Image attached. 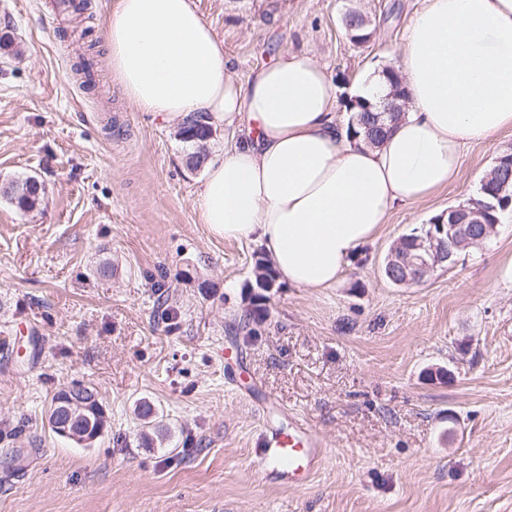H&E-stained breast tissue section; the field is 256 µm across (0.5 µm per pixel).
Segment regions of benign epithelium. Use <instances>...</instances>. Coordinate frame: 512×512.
I'll list each match as a JSON object with an SVG mask.
<instances>
[{"mask_svg": "<svg viewBox=\"0 0 512 512\" xmlns=\"http://www.w3.org/2000/svg\"><path fill=\"white\" fill-rule=\"evenodd\" d=\"M481 193L485 200L479 208L483 214L490 215L497 208H507V200L502 192L482 181ZM475 221L469 219V210L453 207L425 225L423 236L419 237L410 248L393 253L386 259V269L395 268L398 273L390 275L396 285L418 284L429 276L438 266L451 260L456 249L483 238H473Z\"/></svg>", "mask_w": 512, "mask_h": 512, "instance_id": "1", "label": "benign epithelium"}]
</instances>
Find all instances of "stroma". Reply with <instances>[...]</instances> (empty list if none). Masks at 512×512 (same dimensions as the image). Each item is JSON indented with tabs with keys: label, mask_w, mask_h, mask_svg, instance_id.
Here are the masks:
<instances>
[{
	"label": "stroma",
	"mask_w": 512,
	"mask_h": 512,
	"mask_svg": "<svg viewBox=\"0 0 512 512\" xmlns=\"http://www.w3.org/2000/svg\"><path fill=\"white\" fill-rule=\"evenodd\" d=\"M56 0H0V512H512V209L424 283L384 275L412 229L477 198L512 130L468 144L457 182L391 211L336 286L273 289L247 335L263 246L203 224L204 167L179 130L137 109L112 73L113 0L63 27ZM233 74L315 55L348 121L353 87L399 62L424 0H192ZM360 7L367 43L342 16ZM95 61L85 89L74 72ZM32 176L42 205L3 191ZM96 388L108 418L88 448L52 433L59 389ZM165 436L144 440L140 404ZM298 415L327 455L302 487L261 480L265 423Z\"/></svg>",
	"instance_id": "35a3bbf8"
}]
</instances>
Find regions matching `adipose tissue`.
I'll return each mask as SVG.
<instances>
[{
    "instance_id": "ef3b65f1",
    "label": "adipose tissue",
    "mask_w": 512,
    "mask_h": 512,
    "mask_svg": "<svg viewBox=\"0 0 512 512\" xmlns=\"http://www.w3.org/2000/svg\"><path fill=\"white\" fill-rule=\"evenodd\" d=\"M104 38L139 109L238 132L206 163L202 220L214 236L259 241L296 287L335 285L394 208L448 187L468 143L512 128V0H425L398 65L408 108L375 146L337 122L310 53L239 83L191 0H113Z\"/></svg>"
}]
</instances>
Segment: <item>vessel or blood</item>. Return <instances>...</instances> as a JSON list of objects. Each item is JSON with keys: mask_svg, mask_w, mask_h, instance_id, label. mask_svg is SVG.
Returning <instances> with one entry per match:
<instances>
[{"mask_svg": "<svg viewBox=\"0 0 512 512\" xmlns=\"http://www.w3.org/2000/svg\"><path fill=\"white\" fill-rule=\"evenodd\" d=\"M326 454L319 434L292 416L287 426L274 425L267 429L253 463L262 479L301 485L314 474Z\"/></svg>", "mask_w": 512, "mask_h": 512, "instance_id": "b4317fda", "label": "vessel or blood"}]
</instances>
